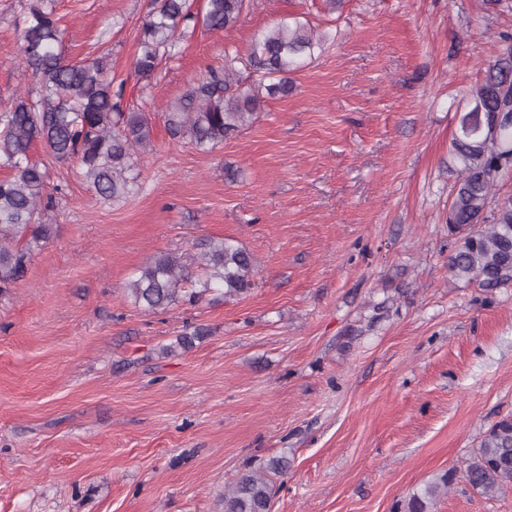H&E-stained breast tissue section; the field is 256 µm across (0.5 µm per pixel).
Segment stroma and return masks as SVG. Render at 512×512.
<instances>
[{
	"instance_id": "stroma-1",
	"label": "stroma",
	"mask_w": 512,
	"mask_h": 512,
	"mask_svg": "<svg viewBox=\"0 0 512 512\" xmlns=\"http://www.w3.org/2000/svg\"><path fill=\"white\" fill-rule=\"evenodd\" d=\"M27 0H0V111L38 95L19 51ZM179 52L127 105L152 126L140 188L109 203L69 162L55 232L0 303V512H223L232 478L288 463L272 512H512L463 478L512 418V284L453 281L449 150L512 0H250L212 31L206 0ZM64 53L127 80L151 0H55ZM296 17L325 36L254 124L202 151L162 109L225 50ZM231 238L252 253L238 297L145 310L140 267Z\"/></svg>"
}]
</instances>
